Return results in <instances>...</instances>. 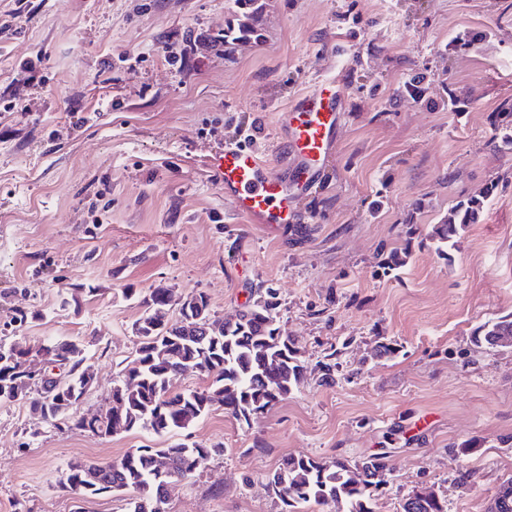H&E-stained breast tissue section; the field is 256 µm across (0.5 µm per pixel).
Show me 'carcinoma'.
<instances>
[{
    "label": "carcinoma",
    "mask_w": 512,
    "mask_h": 512,
    "mask_svg": "<svg viewBox=\"0 0 512 512\" xmlns=\"http://www.w3.org/2000/svg\"><path fill=\"white\" fill-rule=\"evenodd\" d=\"M255 0H235L243 36L258 37L245 22ZM483 201L470 198L459 204L453 218L437 225L431 236L436 250L446 255L460 229L475 222ZM171 294L154 288L141 299L144 312L135 324V357L124 368L123 379L112 388V415L96 420L99 435L142 429L165 435L192 426L214 407L234 419H248L282 401L304 379L306 367L298 357L296 342L279 335V304L275 289L266 287L233 320L211 314L207 295L186 297L180 317L168 318ZM502 336H512V314L483 324L475 341L496 347ZM38 350L64 361L56 375L34 385L15 384L21 358L32 348L14 343L0 345V402L29 400L30 412L48 423L62 421L87 429L85 416L70 402L71 385L84 387L89 373L84 346L76 341L42 345ZM219 370L203 389L174 392L172 381L188 370ZM221 447L173 443L164 448H134L108 462L75 461L61 480L64 491L86 499L106 493H129L130 512H165L164 485L192 476ZM387 453L360 460L332 461L286 455L268 477V486L281 502L299 512L316 504L337 507L338 512H375L376 491L386 483ZM402 512H444L434 493H413Z\"/></svg>",
    "instance_id": "1"
}]
</instances>
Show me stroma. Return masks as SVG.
<instances>
[{
    "label": "stroma",
    "mask_w": 512,
    "mask_h": 512,
    "mask_svg": "<svg viewBox=\"0 0 512 512\" xmlns=\"http://www.w3.org/2000/svg\"><path fill=\"white\" fill-rule=\"evenodd\" d=\"M237 24L234 0H0V342L83 343L80 412L97 415L134 357L138 294L170 289L174 321L203 292L229 319L269 286L307 369L248 420L216 407L164 436L102 437L2 402L0 512H128L118 494L76 503L60 487L69 464L177 441L223 451L171 487L166 512H281L267 476L283 456L383 449L376 512L425 488L445 512H487L512 478V348L474 342L512 314V144L492 122L512 107V0H257L256 37L213 47ZM345 62L336 164L303 204L307 237L244 223L208 171L212 143L243 126L268 151L275 114ZM416 72L431 106L404 93ZM492 182L478 222L438 254L433 228ZM404 247L407 264L381 275ZM19 310L36 317L17 325ZM382 343L393 354L374 357Z\"/></svg>",
    "instance_id": "obj_1"
}]
</instances>
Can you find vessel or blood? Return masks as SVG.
Segmentation results:
<instances>
[{
    "mask_svg": "<svg viewBox=\"0 0 512 512\" xmlns=\"http://www.w3.org/2000/svg\"><path fill=\"white\" fill-rule=\"evenodd\" d=\"M344 86L343 75L318 76L295 93L268 154L243 139L211 150L208 167L235 216L278 232L305 223L301 202L325 183L336 155Z\"/></svg>",
    "mask_w": 512,
    "mask_h": 512,
    "instance_id": "obj_1",
    "label": "vessel or blood"
}]
</instances>
